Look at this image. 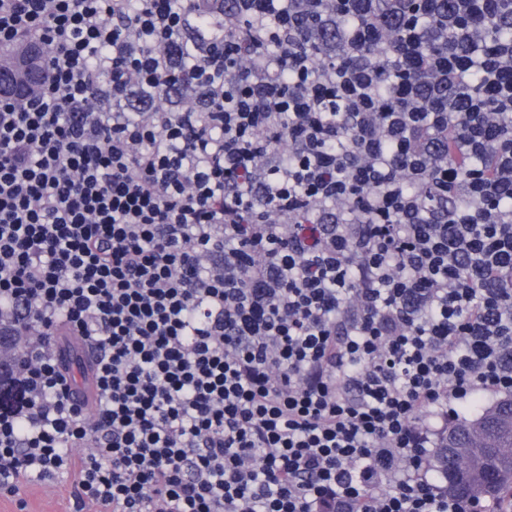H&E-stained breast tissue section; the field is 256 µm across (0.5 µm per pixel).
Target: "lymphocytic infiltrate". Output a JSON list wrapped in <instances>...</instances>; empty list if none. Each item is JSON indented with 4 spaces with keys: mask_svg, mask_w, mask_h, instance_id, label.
Returning <instances> with one entry per match:
<instances>
[{
    "mask_svg": "<svg viewBox=\"0 0 512 512\" xmlns=\"http://www.w3.org/2000/svg\"><path fill=\"white\" fill-rule=\"evenodd\" d=\"M271 3L0 0V49L46 48L36 93L0 99L1 491L72 474L74 512H479L431 457L461 405L512 394L491 281L512 42L462 26L474 0L444 19L466 53L377 0ZM448 131L474 168L449 170Z\"/></svg>",
    "mask_w": 512,
    "mask_h": 512,
    "instance_id": "obj_1",
    "label": "lymphocytic infiltrate"
}]
</instances>
